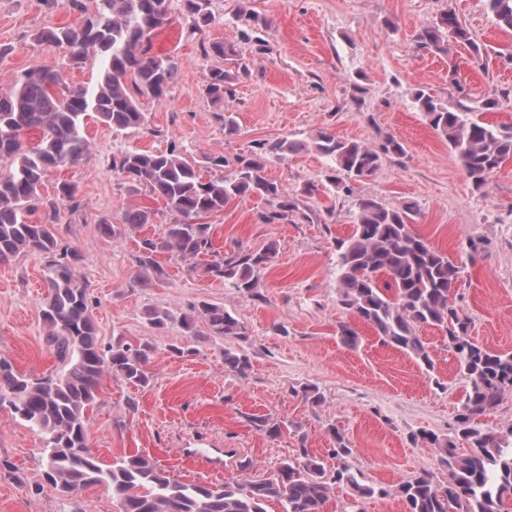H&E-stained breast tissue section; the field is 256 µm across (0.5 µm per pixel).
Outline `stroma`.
<instances>
[{"instance_id":"1","label":"stroma","mask_w":512,"mask_h":512,"mask_svg":"<svg viewBox=\"0 0 512 512\" xmlns=\"http://www.w3.org/2000/svg\"><path fill=\"white\" fill-rule=\"evenodd\" d=\"M449 6L478 43L493 48L483 65L460 47L445 57L417 49V30ZM211 10L215 21L201 34L186 36L178 21L155 35L154 52L174 57L178 79L170 98L142 99L147 129L115 133L88 119L90 157L81 166L54 169L41 187V196L51 198L58 183H74L85 203L76 215L61 209L59 239L82 253L77 270L100 338L108 343L119 333L131 343L152 339L158 346L150 387L104 378L87 426L89 446L105 466L138 451L186 483H242L270 473L303 447L327 455L337 428L350 441L362 483L380 490L362 501L363 512H405L398 493L403 483L424 471L439 480L445 476L438 450L411 437L422 430L452 433L466 381L444 331L420 330L435 363L429 373L340 305L336 241L351 233L358 198L374 197L394 208L416 204V228L429 244L466 261L454 295L472 321L473 337L491 349L512 351V161L486 188L475 189L409 95L425 86L451 104L478 106L494 98L498 105L485 119L512 124V62L499 56L512 47V33L495 25L486 0H212ZM249 12L261 24L247 21ZM78 15L65 4L0 0V87L32 66L63 67L69 82L94 84L98 61L65 67L62 53L33 39L38 30L67 25ZM216 40L238 44L249 67L220 107L203 92L210 70L223 64L202 53L203 43ZM227 112L239 124L230 139L224 136ZM321 128L375 147L392 136L406 152L384 155L380 169L355 183L350 197L325 189L304 194L325 168L316 153L275 160L266 174L297 198L292 220L262 223L266 206L255 199L206 216L216 248L239 242L258 251L276 243L275 262L261 278V300L188 271L165 253L157 257L162 278L148 288L134 286V238L117 240L98 230L100 218L119 223L122 210L136 205L155 212L146 234L178 220L145 190L113 177L114 153L174 144L200 160L248 152L262 142L304 139ZM472 242L479 248L474 255L468 252ZM45 266L44 256L29 253L0 264V356L30 375L58 365L44 343L40 316ZM201 300L223 306L245 324L243 347L252 362L246 375L225 368L223 339L191 341L176 329L160 335L144 315L152 306L184 309ZM342 322L358 332L357 347L341 342ZM172 344L192 352L171 356ZM306 385L316 388L319 403L302 398ZM256 416L296 429L271 438L255 428ZM119 420L126 423L120 430ZM0 512H69L68 501L45 479L40 436L6 409L0 410Z\"/></svg>"}]
</instances>
